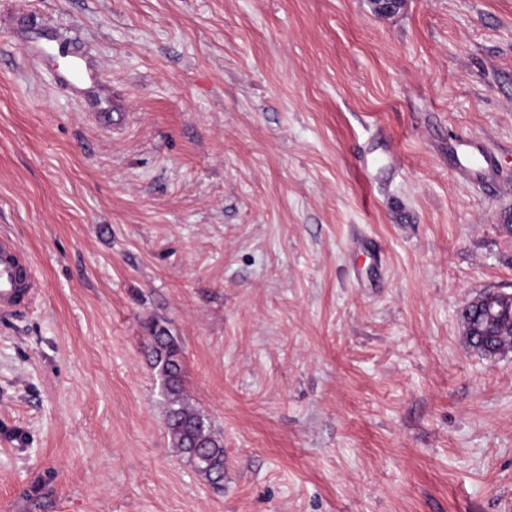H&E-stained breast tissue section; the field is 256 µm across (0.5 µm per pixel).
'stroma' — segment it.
I'll return each instance as SVG.
<instances>
[{"label":"stroma","instance_id":"obj_1","mask_svg":"<svg viewBox=\"0 0 512 512\" xmlns=\"http://www.w3.org/2000/svg\"><path fill=\"white\" fill-rule=\"evenodd\" d=\"M511 221L512 0H0V237L40 282L0 317V512H512V351L459 320L512 292ZM152 319L221 485L171 446ZM20 42L24 54L51 71L53 82L74 93L85 112L99 115L117 108L101 65L92 57L76 50L57 31L50 27L36 28L28 22L20 24ZM58 56L71 58L66 67H60Z\"/></svg>","mask_w":512,"mask_h":512}]
</instances>
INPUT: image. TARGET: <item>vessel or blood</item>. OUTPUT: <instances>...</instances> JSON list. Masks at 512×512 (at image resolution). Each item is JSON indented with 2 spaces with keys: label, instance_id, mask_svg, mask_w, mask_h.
Returning <instances> with one entry per match:
<instances>
[{
  "label": "vessel or blood",
  "instance_id": "obj_1",
  "mask_svg": "<svg viewBox=\"0 0 512 512\" xmlns=\"http://www.w3.org/2000/svg\"><path fill=\"white\" fill-rule=\"evenodd\" d=\"M20 42L24 54L50 70L54 83L73 92L84 111L97 115L116 107L101 65L63 40L55 29L22 23ZM38 288L25 250L11 238H1L0 315L21 313L33 302Z\"/></svg>",
  "mask_w": 512,
  "mask_h": 512
}]
</instances>
